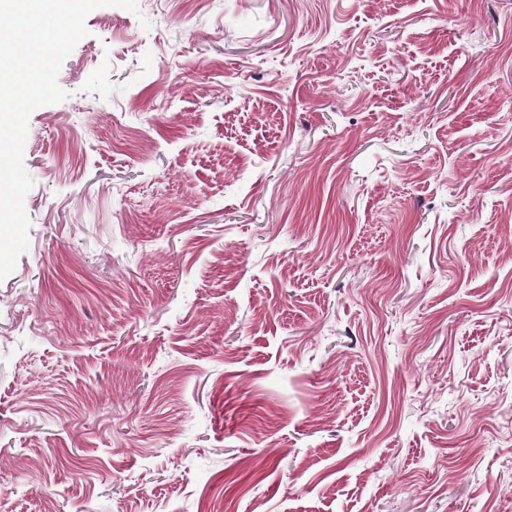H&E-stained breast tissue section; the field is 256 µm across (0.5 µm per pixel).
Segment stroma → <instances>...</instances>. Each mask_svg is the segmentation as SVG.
<instances>
[{
    "label": "stroma",
    "mask_w": 512,
    "mask_h": 512,
    "mask_svg": "<svg viewBox=\"0 0 512 512\" xmlns=\"http://www.w3.org/2000/svg\"><path fill=\"white\" fill-rule=\"evenodd\" d=\"M139 8L29 118L0 512H512V0Z\"/></svg>",
    "instance_id": "35a3bbf8"
}]
</instances>
